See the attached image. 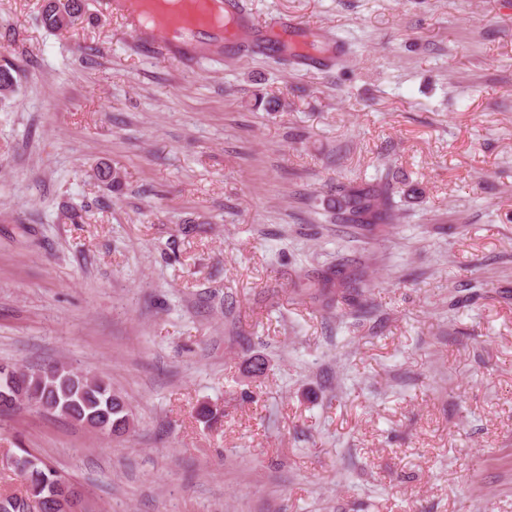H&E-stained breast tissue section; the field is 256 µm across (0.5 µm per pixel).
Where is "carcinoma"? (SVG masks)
<instances>
[{
	"label": "carcinoma",
	"mask_w": 512,
	"mask_h": 512,
	"mask_svg": "<svg viewBox=\"0 0 512 512\" xmlns=\"http://www.w3.org/2000/svg\"><path fill=\"white\" fill-rule=\"evenodd\" d=\"M86 0H44L41 22L49 31L72 29L83 23ZM23 60H0V99L15 92L16 75ZM336 220L349 224L356 234L368 240L380 237L379 227L393 220V202L389 188L356 182L336 185L333 205ZM367 287L359 272L343 273L334 267L311 281L298 280L297 288L314 302L322 303L334 293L353 307V314L366 316L369 309L357 297ZM28 388L33 396L27 406L35 411L64 416L91 428H97L101 412H109L107 430L120 435L129 430L132 418L123 399L112 393V387L98 378L88 382L74 370L63 365H49L42 369H29ZM11 466L26 487L23 495H0V512H38L37 502L47 495V484L53 478L65 475L34 455L28 448L14 453Z\"/></svg>",
	"instance_id": "obj_1"
}]
</instances>
